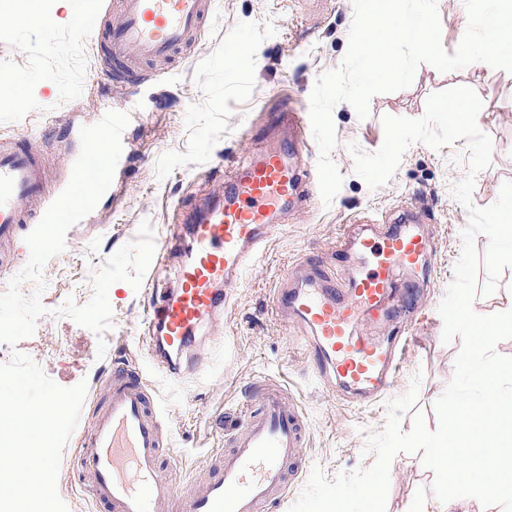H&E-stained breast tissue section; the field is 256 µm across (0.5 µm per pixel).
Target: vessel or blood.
Returning <instances> with one entry per match:
<instances>
[{
  "label": "vessel or blood",
  "mask_w": 512,
  "mask_h": 512,
  "mask_svg": "<svg viewBox=\"0 0 512 512\" xmlns=\"http://www.w3.org/2000/svg\"><path fill=\"white\" fill-rule=\"evenodd\" d=\"M120 3L123 19L107 35L102 65L132 82L140 65L197 48L216 8V0ZM271 128L276 139L245 150L225 173L223 191L185 216L184 242L156 245L143 339L155 368L169 376L202 366L204 327L223 316L289 211L304 206L308 117L289 106L273 116ZM53 200L43 158L20 138L1 145L0 245L15 243L39 223ZM420 220L412 208L396 224L362 215L337 240L333 259L297 260L290 283L277 290L276 307L307 337L321 380H337L367 403L386 394L413 342L406 335L382 345L367 329L414 308L411 284L400 274L423 267L433 254ZM338 257L356 266L343 280L336 277ZM107 382L108 394L95 403L94 420L74 452L79 484L103 512H268L287 505L303 469L308 421L283 385H266L260 407L241 410L232 431H225L223 416L213 418L228 447L212 456L215 476L187 493L162 465L173 450L146 376L119 361Z\"/></svg>",
  "instance_id": "1"
}]
</instances>
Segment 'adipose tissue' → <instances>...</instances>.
<instances>
[{"label": "adipose tissue", "instance_id": "adipose-tissue-1", "mask_svg": "<svg viewBox=\"0 0 512 512\" xmlns=\"http://www.w3.org/2000/svg\"><path fill=\"white\" fill-rule=\"evenodd\" d=\"M458 324L467 342L458 363L479 393L454 399L416 465L431 476L435 512H487L492 499L512 512V365L497 357L512 335V292L493 319L472 306Z\"/></svg>", "mask_w": 512, "mask_h": 512}]
</instances>
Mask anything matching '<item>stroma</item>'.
<instances>
[{"label": "stroma", "instance_id": "obj_1", "mask_svg": "<svg viewBox=\"0 0 512 512\" xmlns=\"http://www.w3.org/2000/svg\"><path fill=\"white\" fill-rule=\"evenodd\" d=\"M20 7V0H0V76L18 100L13 109L0 111V141L23 131L53 142L66 136L70 124H96L99 113L109 110L129 112L131 120L121 153L122 185L112 201H99L88 220L71 229L65 250L44 265L42 303L48 313L17 347L0 343V364L19 350L60 386L86 382L79 418L85 427L94 399L106 394L109 365L128 358L146 375L170 422L169 439L178 453L175 476L186 486L208 474L207 456L218 445L212 416L220 411L233 419L256 402L254 383L268 379L289 386L308 414L306 467L320 466L330 478L369 467L375 457L363 454L362 432L382 428L383 403L363 405L339 389L320 386L299 330L280 316L274 292L297 259L330 253L345 225L363 210L388 219L415 204L429 215L425 229L438 250L429 267L432 285L416 296L425 314L413 327L415 342L389 394L403 395L413 376L421 375L418 407L427 428L436 429L434 403L453 377L461 346L457 340L443 343L438 306L453 279L468 222L469 206L451 193L465 174L454 161L465 146L460 140L439 150L413 144L389 182L372 190L355 173L347 145L355 142L374 152L384 141V116L420 118L430 95L469 87L483 103L478 126L493 143L490 164L476 176L471 206H489L512 181V73L468 66L441 73L424 63L410 86L374 95L366 120H359L350 104H337L332 117L339 144L332 157L343 181L332 204L324 205L316 190L302 210L289 214L214 325L203 367L173 378L154 368L139 340L147 289L136 291L123 281L110 287L113 327L102 338L53 311L69 297L79 305L89 302L91 272L136 238L142 220L151 221L156 237L180 235L178 214L208 197L248 139L263 133L270 114L287 103L309 111L317 76L338 67L347 51L352 0H219L197 51L180 56L165 73H146L134 86L101 73L105 44L88 36L90 29L118 23L113 0H82L70 15L53 22L43 13L35 25L15 23ZM243 40L252 58L239 56L235 44ZM102 340L107 351L101 358ZM76 446L72 437L63 450L58 493L68 512H93L73 470ZM411 460L402 453L391 463L386 512H401L408 502L420 504L430 495L429 474Z\"/></svg>", "mask_w": 512, "mask_h": 512}]
</instances>
